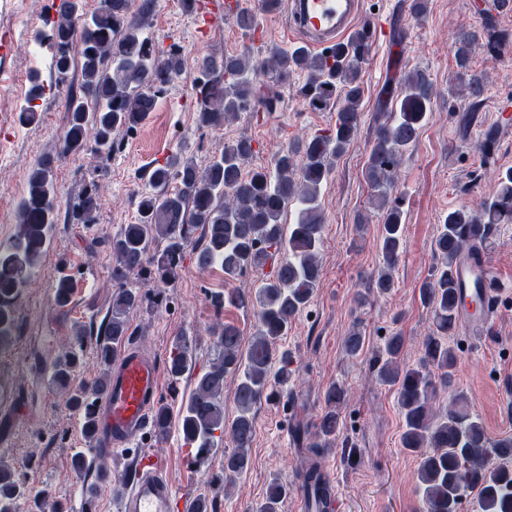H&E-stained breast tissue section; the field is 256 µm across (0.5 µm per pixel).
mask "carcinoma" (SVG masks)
Returning <instances> with one entry per match:
<instances>
[{"instance_id": "1", "label": "carcinoma", "mask_w": 512, "mask_h": 512, "mask_svg": "<svg viewBox=\"0 0 512 512\" xmlns=\"http://www.w3.org/2000/svg\"><path fill=\"white\" fill-rule=\"evenodd\" d=\"M131 8L132 0H102L100 8L89 15L82 0H64L51 26L35 33L37 42L47 44L52 52L57 84L68 85V122L60 136L59 155L42 156L29 172L27 193L18 208L20 231L9 246L0 248V351L12 344L15 303L23 285L39 269L53 226L97 220L96 190L61 202L53 180L56 159L84 152L110 159L116 147L113 134L146 121L181 72L180 49L157 51ZM477 40L474 31H464L456 40V92L465 112H478L482 107L481 79L469 73ZM75 49L81 58L77 86L68 83ZM368 52V34L361 30L320 55L295 46L272 49L269 60L260 64L246 55L214 53L202 58L193 88L202 125L221 127L253 104L275 111L282 100L273 86L287 83L298 71L306 73L301 93L308 105L337 112L336 125L287 146L272 170H246L254 147L241 139L224 146L204 166L179 150L148 172L147 187L136 195L137 221L125 225L110 242L112 279L119 290L95 340L104 370L91 388L72 386L87 336L84 328L75 332V348L53 364L52 383L68 392L67 402L81 415L86 441L95 440L96 403L107 392L108 368L129 335L128 313L142 302L140 292L125 283L132 277L171 282L200 229L203 242L194 253L201 267L218 264L224 278L231 280L274 265L273 275L254 294L213 296V305L219 309L226 300L253 307L256 330L244 352L238 327L226 323L219 328L216 362L197 376L180 421L185 443L196 450L199 459H208L214 452L215 431L224 428V375L237 374V415L229 430L234 449L224 455V486L248 468L255 422L252 410L273 396L274 385L285 384L290 377L288 353L278 351V341L287 335L319 285L320 188L334 160L357 134L360 77ZM398 83L405 94L396 111L374 129L365 169L374 204L383 212L382 266L373 283L380 294L394 288L393 271L402 249V209L392 197L394 173L403 151L416 141L431 100V83L424 71H405ZM292 204L298 207V219L286 225L282 217ZM511 221L512 170L499 178L492 198L478 208L463 205L449 211L441 224L435 240L441 263L419 289L421 303L432 310V329L422 343L418 364L400 362L404 338L398 334L388 337L383 354L374 358L380 380L397 387L403 420L401 445L421 454L417 480L422 512H458L462 499L471 492L478 495V512H512V437L489 441L462 392L454 394L444 411H435L438 391L453 384L457 361L450 340L458 328L461 300L452 269L466 247L489 242L496 225ZM159 244L163 248H157ZM73 288L71 278L58 279L54 294L58 306L69 303ZM364 346V337L355 329L344 340V351L351 357L359 355ZM193 359L189 339L177 340L169 357V373L182 376L191 369ZM347 399L343 386L333 385L326 391L325 409L314 425L313 447L325 448L337 437L340 408ZM303 487L315 497L326 494L327 484L317 465L306 469ZM287 496L288 485L274 481L257 512H280ZM28 499L31 510L38 512V497H30L12 469L0 463V512H18L19 502Z\"/></svg>"}]
</instances>
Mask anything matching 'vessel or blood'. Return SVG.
Listing matches in <instances>:
<instances>
[{
  "instance_id": "vessel-or-blood-1",
  "label": "vessel or blood",
  "mask_w": 512,
  "mask_h": 512,
  "mask_svg": "<svg viewBox=\"0 0 512 512\" xmlns=\"http://www.w3.org/2000/svg\"><path fill=\"white\" fill-rule=\"evenodd\" d=\"M363 0H288L290 24L306 45L327 51L352 30L362 12ZM238 0H214L199 12L198 21L208 26L217 19L234 14ZM455 278L465 298L483 300L484 310L471 307L458 312V320L472 331H480L498 304L491 288V271L484 259L462 258ZM161 366L158 360L134 346H124L111 373L108 394L97 406L95 437L97 451L104 456L127 449L143 436L164 441L165 433L153 420V411L161 399ZM177 493L158 460L141 456L136 463L132 490L123 503V512H172Z\"/></svg>"
}]
</instances>
